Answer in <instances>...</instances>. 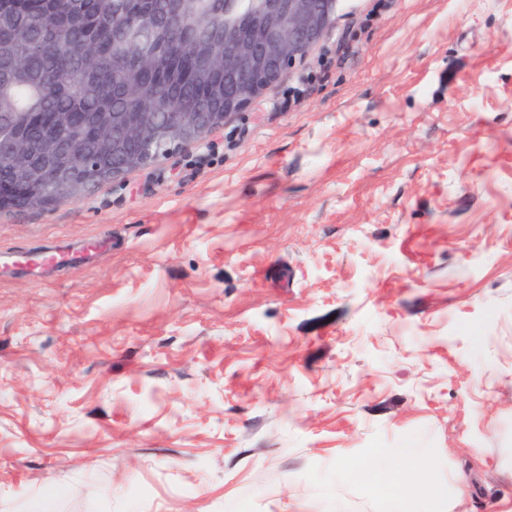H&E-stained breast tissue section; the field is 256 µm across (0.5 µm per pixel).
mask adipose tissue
Listing matches in <instances>:
<instances>
[{"label": "adipose tissue", "mask_w": 512, "mask_h": 512, "mask_svg": "<svg viewBox=\"0 0 512 512\" xmlns=\"http://www.w3.org/2000/svg\"><path fill=\"white\" fill-rule=\"evenodd\" d=\"M427 466V461L417 455L410 457L407 465L399 470L387 468L380 460L364 459L355 467L340 468L339 473L351 481L373 482L388 489L390 492L388 512H427V500L439 497L442 491L441 486L426 487L422 493L411 497L404 494L405 488L411 486L416 476Z\"/></svg>", "instance_id": "1"}]
</instances>
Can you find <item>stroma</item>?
<instances>
[{
    "instance_id": "1",
    "label": "stroma",
    "mask_w": 512,
    "mask_h": 512,
    "mask_svg": "<svg viewBox=\"0 0 512 512\" xmlns=\"http://www.w3.org/2000/svg\"><path fill=\"white\" fill-rule=\"evenodd\" d=\"M54 244L95 254L45 278ZM0 252V512H384L324 479L381 448L512 506V0H339L251 109L0 211ZM57 496L44 492L31 494L20 501L14 512H56Z\"/></svg>"
}]
</instances>
